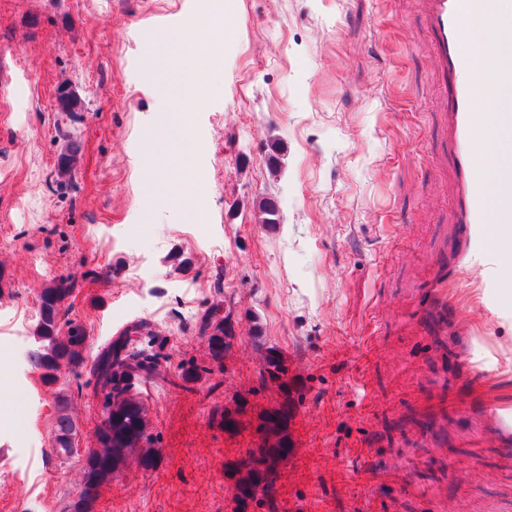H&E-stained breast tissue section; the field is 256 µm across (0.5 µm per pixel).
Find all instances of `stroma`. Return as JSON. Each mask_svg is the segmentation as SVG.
Wrapping results in <instances>:
<instances>
[{"instance_id":"stroma-1","label":"stroma","mask_w":512,"mask_h":512,"mask_svg":"<svg viewBox=\"0 0 512 512\" xmlns=\"http://www.w3.org/2000/svg\"><path fill=\"white\" fill-rule=\"evenodd\" d=\"M184 33L216 59L206 75L182 58ZM2 63L0 512H233L227 467L285 402L282 512H512V292L459 271L427 0H0ZM62 87L79 109L62 111ZM264 198L280 223H263ZM453 268L441 327L423 306ZM59 279L75 283L64 306L87 363L49 384L29 356ZM218 293L234 337L216 360L199 319ZM140 320L170 372L137 385L154 460L130 450L87 503L101 414L88 363ZM271 349L287 390L258 379ZM62 398L80 430L68 457L52 450Z\"/></svg>"}]
</instances>
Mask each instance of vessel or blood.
<instances>
[{
  "mask_svg": "<svg viewBox=\"0 0 512 512\" xmlns=\"http://www.w3.org/2000/svg\"><path fill=\"white\" fill-rule=\"evenodd\" d=\"M429 5L439 64L443 73L451 78L449 103L461 175L458 190L460 221L470 225L477 233L490 219L499 224H512V197L492 198L487 193L482 176L484 157L477 147L482 115L471 109L478 92L491 95L501 88H512V66L496 68L478 81L470 76L472 63L466 44V21L483 11L484 0H429ZM507 261L503 253L478 245L467 257L466 265L480 272L476 287L502 288L506 282L501 277V271ZM430 308L437 321H447V280L435 283Z\"/></svg>",
  "mask_w": 512,
  "mask_h": 512,
  "instance_id": "b4317fda",
  "label": "vessel or blood"
}]
</instances>
